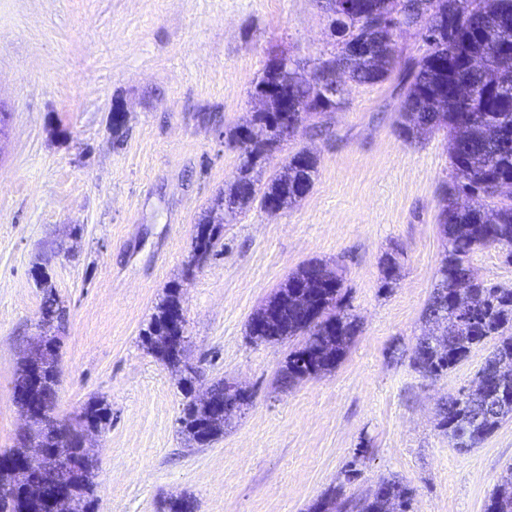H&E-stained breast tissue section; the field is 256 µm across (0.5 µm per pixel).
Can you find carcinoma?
I'll return each instance as SVG.
<instances>
[{
    "instance_id": "1",
    "label": "carcinoma",
    "mask_w": 512,
    "mask_h": 512,
    "mask_svg": "<svg viewBox=\"0 0 512 512\" xmlns=\"http://www.w3.org/2000/svg\"><path fill=\"white\" fill-rule=\"evenodd\" d=\"M367 9L344 11L335 20L337 53L313 64H338L356 84H377L399 71L404 99L399 136L412 142L435 131L452 136L451 167L453 182L441 197L439 221L448 248L437 271V281L424 311L443 328L439 336H423L411 348L410 363L427 377H440L468 357L485 341H495L494 350L476 373L475 381L484 392L473 395L461 390L448 397L438 410L436 427L448 436L458 450L467 452L492 435L501 423L512 417V380L496 378L494 364L512 363V288L489 285L471 268L468 258L478 249L497 247L512 262V197L486 206L473 205L480 197L492 198L493 187L512 181V0H365ZM384 15L394 22L386 28L373 25ZM402 25H419L429 49L420 58L399 63L393 31ZM448 54L444 69L437 59ZM480 58L483 66L474 69L469 60ZM281 80L288 84L301 112L299 127L313 117L324 118L341 104L342 92L328 96L305 69L288 65ZM275 100L265 112L254 113L246 126L226 134L227 145L239 150V164L227 191L211 211L233 215L254 201L265 205L268 199L286 208L311 188L317 173V158L304 150L287 157L269 181L258 184L255 174L285 138L266 135L275 116ZM220 234L214 218L198 225L192 259L186 272L201 268L211 256ZM398 269L393 254L384 259L383 287L393 288ZM311 270L321 273L328 286L322 289L319 316L308 320L302 310L317 303L310 288L299 287ZM464 282L465 288H456ZM41 314L62 323L66 310L49 282L42 284ZM345 280L341 273L319 262H306L288 276L273 298L251 317L249 335L264 342L275 337L304 336L302 347L288 354L279 372L285 387L305 377L332 370L315 351V344L336 345V358L345 353L359 332V323L347 312ZM184 317L181 285L168 289L155 306L143 336L160 330L183 332ZM58 385V345L52 340L45 363L43 388L49 393V410H54ZM236 410L212 412L186 402L179 417L181 434L189 442L204 444L224 433ZM110 420V409L101 402L85 405L67 425L72 448L64 460L54 459L51 468L66 466L72 472V492L80 512H92L96 460L86 448L77 447L80 433L91 427L103 428ZM490 494L485 512H512V467ZM410 489L392 480H382L370 494L336 500V492L316 500L309 512H411ZM0 512H42V509L14 495L0 496Z\"/></svg>"
}]
</instances>
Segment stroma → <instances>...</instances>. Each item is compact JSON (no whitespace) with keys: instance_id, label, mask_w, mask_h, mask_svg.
<instances>
[{"instance_id":"35a3bbf8","label":"stroma","mask_w":512,"mask_h":512,"mask_svg":"<svg viewBox=\"0 0 512 512\" xmlns=\"http://www.w3.org/2000/svg\"><path fill=\"white\" fill-rule=\"evenodd\" d=\"M334 50L320 0H0V453L22 429L14 385L40 332L44 276L66 309L52 329L56 415L99 401L112 411L94 449L97 512H164L184 495L196 512H307L330 490L361 496L385 478L411 489L412 512H485L512 465V418L460 452L436 413L491 345L436 380L406 355L433 330L424 309L452 169L446 135L398 136L397 76L346 83L341 107L259 174L267 182L305 149L318 158L310 191L276 214L255 203L226 217L214 255L185 275L197 226L238 164L225 135L249 120L268 59L309 66ZM311 260L342 267L361 330L331 371L284 387L278 373L302 337L260 342L247 325ZM175 284L186 361L204 385L253 394L204 445L180 434L179 377L142 341Z\"/></svg>"}]
</instances>
